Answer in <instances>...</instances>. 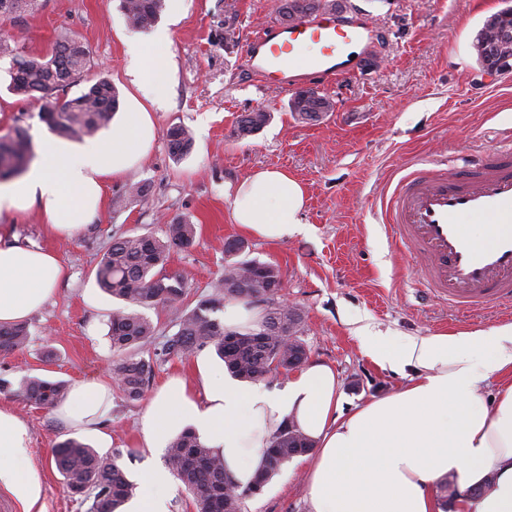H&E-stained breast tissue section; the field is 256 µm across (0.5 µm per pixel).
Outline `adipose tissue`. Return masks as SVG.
Returning <instances> with one entry per match:
<instances>
[{
    "mask_svg": "<svg viewBox=\"0 0 512 512\" xmlns=\"http://www.w3.org/2000/svg\"><path fill=\"white\" fill-rule=\"evenodd\" d=\"M168 67L165 40L139 45L134 82L148 89ZM155 138L153 116L140 107L113 119L107 138L77 146L41 141L24 176L0 187V212L34 207L55 236H72L102 209L108 183L143 164ZM305 204L300 182L265 169L238 184L231 212L244 231L282 241L308 232ZM66 275L53 253L13 243L0 231V323L33 314ZM359 337L375 364L410 368L402 389L347 413L328 366L304 367L271 389L241 385L202 355L195 381L170 379L151 400L141 422L144 447H166L174 434L192 429L223 456L225 472L243 490L254 486L264 449L290 422L313 442L306 466L310 512H444L433 489L446 476L456 479L457 512H512V324L458 336H407L394 345L366 330ZM493 378L500 385L488 402L479 391ZM198 389L200 403L193 398ZM112 397L111 385L81 381L54 414L88 429ZM27 445L26 424L0 407V486L33 503L40 483L27 463ZM475 488L479 496L469 498Z\"/></svg>",
    "mask_w": 512,
    "mask_h": 512,
    "instance_id": "ef3b65f1",
    "label": "adipose tissue"
}]
</instances>
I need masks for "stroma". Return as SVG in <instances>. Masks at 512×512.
<instances>
[{"label":"stroma","mask_w":512,"mask_h":512,"mask_svg":"<svg viewBox=\"0 0 512 512\" xmlns=\"http://www.w3.org/2000/svg\"><path fill=\"white\" fill-rule=\"evenodd\" d=\"M355 2L377 16L387 36L381 46L366 50L363 70L332 85L312 82V89L335 104L333 112L313 122L290 112V92L265 86L242 66L246 41L276 17L275 0H165L148 31L128 24L120 0H39L21 19L0 16V35L11 36L28 55L44 54L60 33L78 37L90 52L88 78L112 81L120 111L143 102L158 133L146 162L109 183L100 214L72 237L48 235L34 208L0 216V225L12 224L18 244L51 250L69 272L27 318L28 348L0 357V377L15 384L32 376L70 384L109 380L108 321L117 302L99 288L97 264L112 243L113 229L155 232L175 217L197 228L193 246L171 252L167 263L190 288L186 307L209 295L231 263L225 241L243 240L244 258L279 266L283 295L303 313L308 360L335 370L348 412L406 383L365 354L360 330L392 343L402 336L487 331L512 321L493 308L460 313L431 296L418 259L399 249L374 215L385 183L400 170L437 154L460 158L473 143L494 147L497 132L512 130V72L486 74L474 48L485 20L508 2ZM162 32L171 40L173 69L145 94L131 82L130 47ZM8 69V60L0 59V136L17 126L32 131L41 122L37 102L8 91ZM259 109L270 112V123L251 137L237 138L238 117ZM175 124L193 137L191 152L179 160L169 154L164 138ZM265 167L287 169L304 184L308 234L267 241L234 224L230 201L236 184ZM136 183L147 185L146 195L116 205ZM47 350L54 352L53 362H44ZM194 365L191 357L157 362L146 400L114 398L94 433L67 427L53 412L0 393V406L28 427V457L42 484L33 506L1 487L0 503L9 512H87L53 462L55 446L69 438L114 458L134 481L164 465V449L144 448L140 423L149 397L171 376L192 377ZM242 512H308L304 463L283 466L278 479L245 498Z\"/></svg>","instance_id":"stroma-1"}]
</instances>
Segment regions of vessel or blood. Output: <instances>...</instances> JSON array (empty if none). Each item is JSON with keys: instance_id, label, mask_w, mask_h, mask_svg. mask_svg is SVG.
Returning a JSON list of instances; mask_svg holds the SVG:
<instances>
[{"instance_id": "obj_1", "label": "vessel or blood", "mask_w": 512, "mask_h": 512, "mask_svg": "<svg viewBox=\"0 0 512 512\" xmlns=\"http://www.w3.org/2000/svg\"><path fill=\"white\" fill-rule=\"evenodd\" d=\"M373 16L324 11L293 24L264 23L243 47L253 75L288 91L350 75L358 50L383 41ZM397 244L423 260L422 279L456 310L497 306L512 314V144L479 155L456 173L444 159L420 161L382 197ZM486 225L471 237L463 218Z\"/></svg>"}]
</instances>
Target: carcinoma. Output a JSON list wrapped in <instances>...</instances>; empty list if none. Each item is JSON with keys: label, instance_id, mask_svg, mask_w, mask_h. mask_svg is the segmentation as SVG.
I'll use <instances>...</instances> for the list:
<instances>
[{"label": "carcinoma", "instance_id": "carcinoma-1", "mask_svg": "<svg viewBox=\"0 0 512 512\" xmlns=\"http://www.w3.org/2000/svg\"><path fill=\"white\" fill-rule=\"evenodd\" d=\"M37 0H0V15L20 18L35 10ZM336 6V0H278L281 22H293L322 9ZM164 0H121L128 23L146 31L159 20ZM10 58L8 90L24 99H41V119L56 135L69 140H83L111 125L119 108V93L112 81L101 77L85 80L90 67V53L77 37L62 33L44 57L27 56L0 38V58ZM482 66L499 72L512 70V57L501 55L494 46L478 56ZM87 82L74 98L59 101L54 93L67 94L70 85L65 77ZM302 91L295 92L291 110L303 121H316L333 111L329 99L317 94L306 100ZM270 113L247 112L237 121L234 134L245 139L264 128ZM169 154L181 158L189 154L193 144L180 125L166 133ZM31 159L28 137L23 128L0 137V181L21 175ZM196 226L174 218L160 232L140 233L134 229L114 231L112 245L99 261L95 278L99 287L124 306L115 309L109 322L108 338L113 359L110 364L113 389L127 402H138L145 396L153 360L141 355V349L156 335V326L139 309L168 311L176 331L164 337L156 356L187 357L209 346L215 348L226 370L243 382H258L278 375V368L293 371L307 360V350L296 338L302 328V312L276 301L282 288V274L277 265L244 259L224 268L213 285L212 293L198 301L191 310L182 308L188 296L183 278L168 273L165 264L170 251L194 243ZM227 300L261 303L263 323L260 330L248 333L224 331V322L216 317ZM27 327L23 323L0 325V355L9 356L25 348ZM0 392L12 393L41 409L54 408L66 395L62 381L38 377L26 378L18 388L0 379ZM312 444L294 425H283L266 449L263 471L255 485L240 491L224 472L223 457L202 443L196 433L187 429L171 438L166 447V463L191 496L194 512H242L243 499L262 491L269 479L292 458L307 453ZM54 463L66 487L82 501L90 502L88 512H121L133 497L135 484L112 459L99 455L80 441L69 438L54 451Z\"/></svg>", "mask_w": 512, "mask_h": 512}]
</instances>
